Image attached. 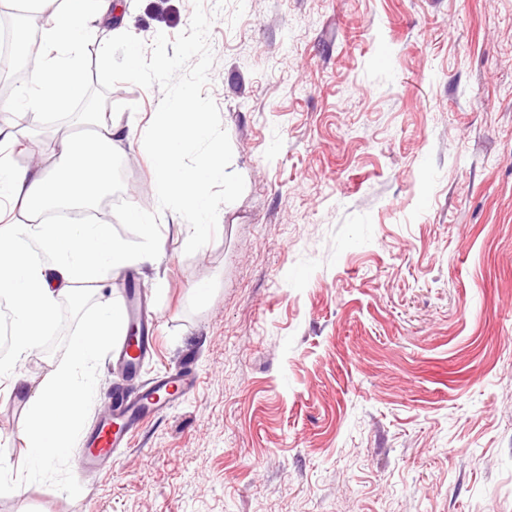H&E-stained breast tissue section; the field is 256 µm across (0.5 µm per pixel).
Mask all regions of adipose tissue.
I'll return each instance as SVG.
<instances>
[{
	"instance_id": "ef3b65f1",
	"label": "adipose tissue",
	"mask_w": 512,
	"mask_h": 512,
	"mask_svg": "<svg viewBox=\"0 0 512 512\" xmlns=\"http://www.w3.org/2000/svg\"><path fill=\"white\" fill-rule=\"evenodd\" d=\"M108 0H63L41 27L39 63L32 75L29 108L65 107L84 93L80 77L83 46ZM133 129L113 123L92 135L70 139L59 172H30L0 162V197L18 200L40 214L61 207L88 208L110 185L112 145L131 139ZM38 245L43 259L30 256ZM133 256L105 224H18L0 214V300L12 308L10 364L0 377L13 375L50 328L61 297L78 282H101L128 265Z\"/></svg>"
}]
</instances>
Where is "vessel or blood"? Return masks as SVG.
<instances>
[{
	"instance_id": "1",
	"label": "vessel or blood",
	"mask_w": 512,
	"mask_h": 512,
	"mask_svg": "<svg viewBox=\"0 0 512 512\" xmlns=\"http://www.w3.org/2000/svg\"><path fill=\"white\" fill-rule=\"evenodd\" d=\"M123 315L134 335L124 336L116 351L118 363L127 377H135L150 354L151 341L148 315L135 288H126ZM193 385L188 372L168 374L147 390L130 395L117 393L108 414L102 417L81 441L80 464L88 471L97 470L113 454L127 447L137 427L154 414L174 404Z\"/></svg>"
}]
</instances>
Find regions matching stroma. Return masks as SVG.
I'll return each mask as SVG.
<instances>
[{
	"mask_svg": "<svg viewBox=\"0 0 512 512\" xmlns=\"http://www.w3.org/2000/svg\"><path fill=\"white\" fill-rule=\"evenodd\" d=\"M192 13L112 0L87 50ZM209 42L245 190L196 253L160 212L155 264L112 274L157 321L143 380L187 366L194 386L75 470L77 498L26 484L0 512H512V0H227ZM162 95L118 84L104 121L147 127ZM13 124L0 160L33 172L79 129ZM114 147L126 200L156 211L143 146ZM60 359L0 383L12 472L14 402Z\"/></svg>",
	"mask_w": 512,
	"mask_h": 512,
	"instance_id": "1",
	"label": "stroma"
}]
</instances>
